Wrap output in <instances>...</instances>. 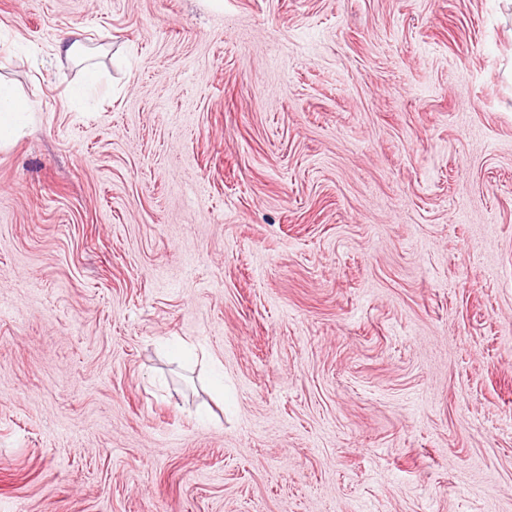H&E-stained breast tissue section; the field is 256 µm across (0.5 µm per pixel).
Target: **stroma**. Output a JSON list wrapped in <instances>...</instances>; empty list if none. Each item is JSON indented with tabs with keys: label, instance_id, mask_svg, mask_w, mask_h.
Listing matches in <instances>:
<instances>
[{
	"label": "stroma",
	"instance_id": "35a3bbf8",
	"mask_svg": "<svg viewBox=\"0 0 512 512\" xmlns=\"http://www.w3.org/2000/svg\"><path fill=\"white\" fill-rule=\"evenodd\" d=\"M0 80V512H512L503 0H0ZM104 52H107V50L104 47H99L98 49L91 50L78 41L69 43L64 40H61L57 44L58 55H62L67 59L78 62H85L94 53ZM31 108L23 105L13 88L0 81V143L17 137L25 123V112Z\"/></svg>",
	"mask_w": 512,
	"mask_h": 512
}]
</instances>
